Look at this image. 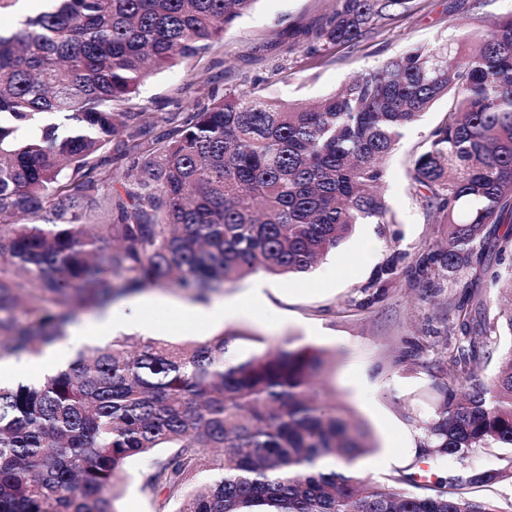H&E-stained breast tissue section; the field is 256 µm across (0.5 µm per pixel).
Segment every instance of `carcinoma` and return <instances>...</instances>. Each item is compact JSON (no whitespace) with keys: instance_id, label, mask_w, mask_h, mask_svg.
I'll return each mask as SVG.
<instances>
[{"instance_id":"carcinoma-1","label":"carcinoma","mask_w":512,"mask_h":512,"mask_svg":"<svg viewBox=\"0 0 512 512\" xmlns=\"http://www.w3.org/2000/svg\"><path fill=\"white\" fill-rule=\"evenodd\" d=\"M0 34V362L42 354L83 312L147 288L191 300L249 274L297 276L368 219L391 224L384 160L441 99L412 186L445 227L414 279L467 274L512 299V15L445 48L417 45L312 104L254 87L195 112L137 102L150 71L195 59L257 0H50ZM413 0H336L311 51L356 43ZM164 137H151L158 125ZM129 161L112 186V149ZM62 306L64 310L55 311ZM448 381L420 458L454 474H362L369 429L311 382L307 348L246 332L128 338L79 350L34 382L0 384V512H117L134 456L152 512H500L473 489L512 475L475 455L512 448V308L464 291ZM498 353L489 378L473 369Z\"/></svg>"}]
</instances>
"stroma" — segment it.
<instances>
[{
  "instance_id": "obj_1",
  "label": "stroma",
  "mask_w": 512,
  "mask_h": 512,
  "mask_svg": "<svg viewBox=\"0 0 512 512\" xmlns=\"http://www.w3.org/2000/svg\"><path fill=\"white\" fill-rule=\"evenodd\" d=\"M414 4L410 13L384 22L359 43L313 56L306 44L290 45V37L318 25L335 0H258L207 54L152 75L139 99L153 112H191L206 105L212 91L258 85L286 101L314 102L412 46L443 47L476 29L480 20L512 14V0ZM447 108V101H439L407 128L386 162L383 195L394 223L358 225L353 238L307 277L267 278L262 305L249 301L254 276L225 285L216 295L228 309L219 325L195 320L178 327L176 310L189 300L171 290L141 314L155 335L172 340L241 330L270 342L332 352L330 368L316 387L322 395L338 397L370 429L377 448L364 459L363 472L381 484L392 483L414 463L421 425L434 410L422 391L432 378H451L454 370L451 357L458 338L452 308L464 280L415 282L409 276L418 253L444 237L443 225L427 217L409 171ZM369 234L376 248L362 261L359 241ZM391 260L396 272L389 278L384 268Z\"/></svg>"
}]
</instances>
